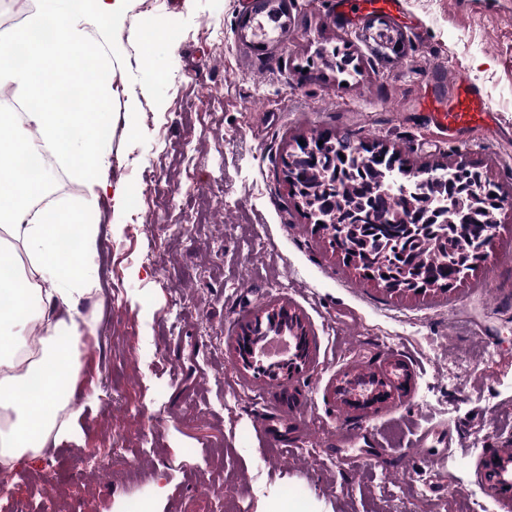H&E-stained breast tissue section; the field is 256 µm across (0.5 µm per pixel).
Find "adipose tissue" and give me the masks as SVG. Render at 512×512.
Returning <instances> with one entry per match:
<instances>
[{
  "label": "adipose tissue",
  "instance_id": "ef3b65f1",
  "mask_svg": "<svg viewBox=\"0 0 512 512\" xmlns=\"http://www.w3.org/2000/svg\"><path fill=\"white\" fill-rule=\"evenodd\" d=\"M127 0H40L34 24L0 37V86L12 85L29 104L23 117L0 113V470L35 458L51 442L73 439L89 399L80 394L73 359L96 336L84 303L98 288L100 226L94 203L106 192L107 135L113 101L99 80L101 50L86 39L122 13ZM42 149L73 160L85 194L70 206L32 209L45 180L24 167ZM74 229L78 249L61 246Z\"/></svg>",
  "mask_w": 512,
  "mask_h": 512
}]
</instances>
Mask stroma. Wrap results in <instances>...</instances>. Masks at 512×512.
<instances>
[{
	"mask_svg": "<svg viewBox=\"0 0 512 512\" xmlns=\"http://www.w3.org/2000/svg\"><path fill=\"white\" fill-rule=\"evenodd\" d=\"M240 2L128 0L89 31L114 102L106 179L124 194L121 208L110 192L96 206L86 312L99 334L78 378L96 396L79 437L0 481V512H125L132 499L148 512H469L488 450L512 448V209L454 290L399 295L343 263L281 163L298 141L350 133L419 173L466 156L512 201V0H402L396 18L286 0L264 35ZM385 27L399 51L380 47ZM336 46L357 71L317 65ZM458 72L496 122L462 145L422 112ZM271 305L309 332V363L288 379L236 363L242 324ZM396 366L378 411L343 405L344 374ZM265 408L279 415L261 427ZM483 493L489 512H512Z\"/></svg>",
	"mask_w": 512,
	"mask_h": 512,
	"instance_id": "1",
	"label": "stroma"
}]
</instances>
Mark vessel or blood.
<instances>
[{"label": "vessel or blood", "mask_w": 512, "mask_h": 512, "mask_svg": "<svg viewBox=\"0 0 512 512\" xmlns=\"http://www.w3.org/2000/svg\"><path fill=\"white\" fill-rule=\"evenodd\" d=\"M428 120L448 129L452 141H459L462 133L475 126H486L492 121L482 89L463 74H456L448 97L447 110L428 108Z\"/></svg>", "instance_id": "1"}]
</instances>
